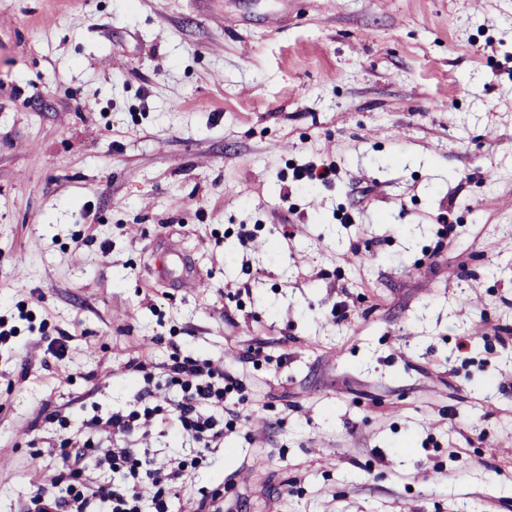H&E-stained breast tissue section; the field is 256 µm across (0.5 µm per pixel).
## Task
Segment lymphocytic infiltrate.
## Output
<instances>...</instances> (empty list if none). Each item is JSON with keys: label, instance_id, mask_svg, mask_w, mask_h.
Segmentation results:
<instances>
[{"label": "lymphocytic infiltrate", "instance_id": "f902f5d3", "mask_svg": "<svg viewBox=\"0 0 512 512\" xmlns=\"http://www.w3.org/2000/svg\"><path fill=\"white\" fill-rule=\"evenodd\" d=\"M127 370L140 389L137 404L127 411L83 419L79 433L60 414L49 422L66 430L60 442L59 468L40 482L23 506V512H171L172 500L191 474L206 465L224 446V435L236 429L224 417L225 407L244 388L240 373L210 359L172 356L164 377H157L153 361L139 356L129 360ZM165 423L174 435L189 438L195 447L185 457L157 465L147 451L128 446L99 447L98 436L126 437L150 431ZM111 472L110 482L95 485L88 471Z\"/></svg>", "mask_w": 512, "mask_h": 512}]
</instances>
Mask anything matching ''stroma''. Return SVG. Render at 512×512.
Masks as SVG:
<instances>
[{"mask_svg": "<svg viewBox=\"0 0 512 512\" xmlns=\"http://www.w3.org/2000/svg\"><path fill=\"white\" fill-rule=\"evenodd\" d=\"M510 18L0 0V315L47 320L0 343V512L59 462L46 415L129 409L127 361L175 349L239 370L246 419L174 512L219 484L227 512H512ZM320 167L321 168L318 169V166L310 164L299 168L295 173V181L305 182L317 180L326 183L335 180L338 170L334 162L322 164Z\"/></svg>", "mask_w": 512, "mask_h": 512, "instance_id": "obj_1", "label": "stroma"}]
</instances>
